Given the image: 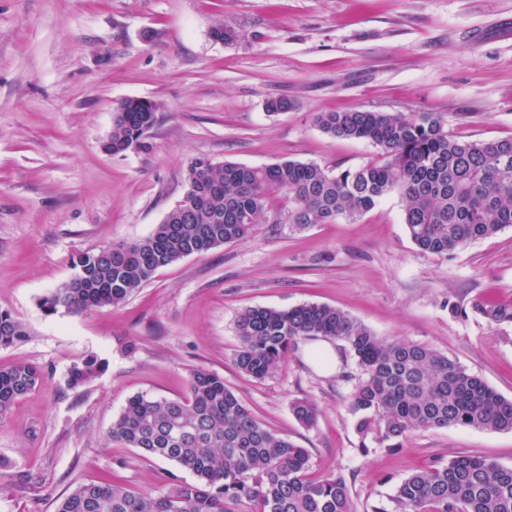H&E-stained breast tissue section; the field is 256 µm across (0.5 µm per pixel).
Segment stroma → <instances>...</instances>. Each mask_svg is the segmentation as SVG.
Segmentation results:
<instances>
[{
  "mask_svg": "<svg viewBox=\"0 0 512 512\" xmlns=\"http://www.w3.org/2000/svg\"><path fill=\"white\" fill-rule=\"evenodd\" d=\"M230 23L232 44L214 41ZM290 101L267 112L268 99ZM159 104L146 151L107 154L117 105ZM435 112L463 140L512 137V0H0V310L29 339L0 348L46 383L0 417V512H54L76 484L115 477L160 489L171 462L109 442L137 395L180 398L191 371L223 377L273 432L309 453V474L343 477L357 512H395L397 485L433 460L512 466V433L419 431L402 448L358 449L348 397L360 377L343 343L297 341L257 380L235 365L237 316L251 307L328 304L379 338L430 346L512 399V325L475 302L512 305V228L444 257L418 249L398 195L353 221L300 230L260 224L245 240L159 269L122 306L45 314L81 251L147 237L183 199L197 156L332 170L374 160L315 114ZM329 346L336 368L318 350ZM105 372L77 388L73 364ZM318 409L301 425L291 403ZM476 313L482 315L489 324L495 326L512 325V306L496 305L489 302L473 304Z\"/></svg>",
  "mask_w": 512,
  "mask_h": 512,
  "instance_id": "1",
  "label": "stroma"
}]
</instances>
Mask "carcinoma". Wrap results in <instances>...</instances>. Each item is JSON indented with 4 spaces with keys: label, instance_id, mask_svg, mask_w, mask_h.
<instances>
[{
    "label": "carcinoma",
    "instance_id": "carcinoma-1",
    "mask_svg": "<svg viewBox=\"0 0 512 512\" xmlns=\"http://www.w3.org/2000/svg\"><path fill=\"white\" fill-rule=\"evenodd\" d=\"M159 109L150 101H122L106 150L122 156L147 149ZM314 123L331 137L370 142L377 159L335 173L294 160L254 167L194 158L186 172L188 195L149 236L80 254L74 275L42 298V309L52 315L119 307L159 269L241 241L258 224L300 230L334 224L393 193L409 237L427 253L446 255L512 227V137L460 140L432 113L321 112ZM272 193L288 200L287 211L274 219L267 209ZM473 309L491 325H512L511 305L476 302ZM235 327V364L254 379L271 374L298 338L343 342L361 370L350 411L363 453L369 439L394 449L414 432L450 426L512 432V400L482 378L427 345L386 342L338 308L253 307ZM28 336L24 322L0 310L1 348ZM103 368L88 357L73 365L70 384H84ZM44 383V372L32 364L0 368V417ZM292 411L302 425L315 424L311 401H294ZM107 438L172 462L196 482L169 472L154 493L83 482L60 499L56 512H354L343 477L311 478L307 450L268 429L223 378L205 370L191 372L185 398H130ZM393 501L399 512H512V466L470 455L435 461L403 479Z\"/></svg>",
    "mask_w": 512,
    "mask_h": 512
}]
</instances>
